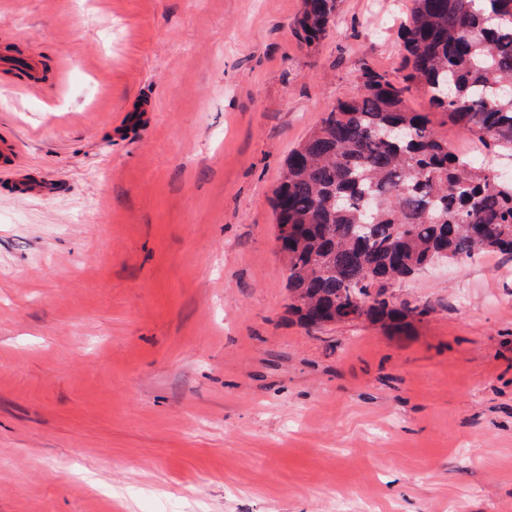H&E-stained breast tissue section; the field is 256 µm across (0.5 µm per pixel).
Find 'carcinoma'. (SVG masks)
I'll return each mask as SVG.
<instances>
[{"label": "carcinoma", "instance_id": "1", "mask_svg": "<svg viewBox=\"0 0 512 512\" xmlns=\"http://www.w3.org/2000/svg\"><path fill=\"white\" fill-rule=\"evenodd\" d=\"M339 0H304L300 26L326 35ZM407 73L369 67L286 161L273 207L292 309L307 326L367 320L392 329L427 310L391 289L445 255H512V178L448 148L405 92L491 154L512 158V0H411L399 26ZM400 123L408 135L390 139Z\"/></svg>", "mask_w": 512, "mask_h": 512}]
</instances>
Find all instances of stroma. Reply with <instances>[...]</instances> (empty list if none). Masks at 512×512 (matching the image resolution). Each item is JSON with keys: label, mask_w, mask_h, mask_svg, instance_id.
Instances as JSON below:
<instances>
[{"label": "stroma", "mask_w": 512, "mask_h": 512, "mask_svg": "<svg viewBox=\"0 0 512 512\" xmlns=\"http://www.w3.org/2000/svg\"><path fill=\"white\" fill-rule=\"evenodd\" d=\"M409 0H0V512H512V256L289 309L273 192ZM410 109L468 145L420 89ZM340 0H304L300 26L309 41L326 35L330 22L336 15Z\"/></svg>", "instance_id": "stroma-1"}]
</instances>
